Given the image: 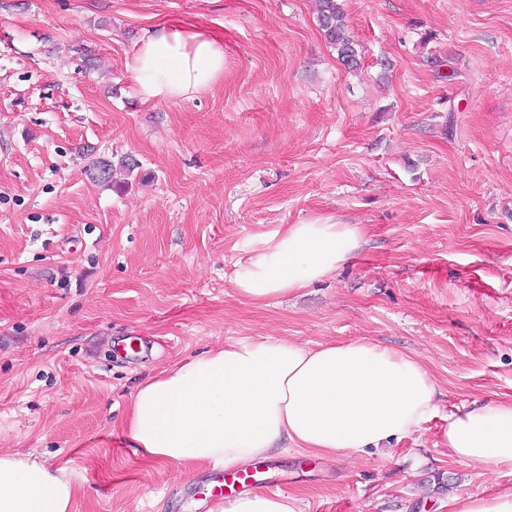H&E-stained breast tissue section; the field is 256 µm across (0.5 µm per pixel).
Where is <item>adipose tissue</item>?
<instances>
[{"mask_svg": "<svg viewBox=\"0 0 512 512\" xmlns=\"http://www.w3.org/2000/svg\"><path fill=\"white\" fill-rule=\"evenodd\" d=\"M146 101L185 99L224 74L221 39L155 27L129 67ZM364 243L358 224L319 219L274 236L235 278L242 297L266 301L320 280ZM438 386L413 356L361 339L308 347L259 337L211 347L173 364L133 394L127 432L144 456L178 466L237 470L278 449L329 461L382 448L418 432ZM456 458L512 466V399L466 407L442 435ZM82 486L31 454L0 453V512H74ZM209 512H298L294 497L251 492Z\"/></svg>", "mask_w": 512, "mask_h": 512, "instance_id": "ef3b65f1", "label": "adipose tissue"}]
</instances>
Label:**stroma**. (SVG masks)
I'll use <instances>...</instances> for the list:
<instances>
[{
  "label": "stroma",
  "mask_w": 512,
  "mask_h": 512,
  "mask_svg": "<svg viewBox=\"0 0 512 512\" xmlns=\"http://www.w3.org/2000/svg\"><path fill=\"white\" fill-rule=\"evenodd\" d=\"M349 71L312 0H0V452L74 472L75 512H208L125 428L137 386L221 343L367 339L416 357L431 419L335 463L271 457L298 512H453L512 489L451 415L512 399V0H344ZM224 43V77L144 101L154 27ZM139 163L122 186L91 159ZM362 225L335 273L268 301L234 279L292 224Z\"/></svg>",
  "instance_id": "35a3bbf8"
}]
</instances>
